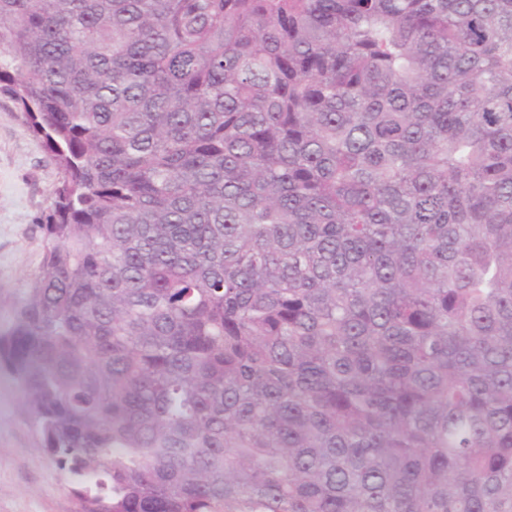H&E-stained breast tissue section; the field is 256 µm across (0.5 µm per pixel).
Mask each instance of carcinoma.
Instances as JSON below:
<instances>
[{
    "instance_id": "carcinoma-1",
    "label": "carcinoma",
    "mask_w": 512,
    "mask_h": 512,
    "mask_svg": "<svg viewBox=\"0 0 512 512\" xmlns=\"http://www.w3.org/2000/svg\"><path fill=\"white\" fill-rule=\"evenodd\" d=\"M0 94L79 512H512V0H0ZM59 179L14 102L0 95V329L11 324L14 300L42 265L46 239L39 220Z\"/></svg>"
}]
</instances>
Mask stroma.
<instances>
[{
  "label": "stroma",
  "mask_w": 512,
  "mask_h": 512,
  "mask_svg": "<svg viewBox=\"0 0 512 512\" xmlns=\"http://www.w3.org/2000/svg\"><path fill=\"white\" fill-rule=\"evenodd\" d=\"M60 172L0 95V329L12 322L20 290L38 274L47 212ZM12 374L0 368V512H78L62 472L42 448Z\"/></svg>",
  "instance_id": "35a3bbf8"
}]
</instances>
